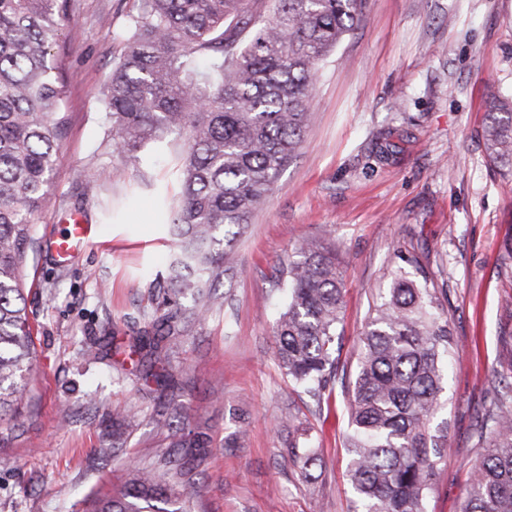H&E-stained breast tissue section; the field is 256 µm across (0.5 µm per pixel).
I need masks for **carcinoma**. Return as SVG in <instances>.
<instances>
[{
	"label": "carcinoma",
	"mask_w": 512,
	"mask_h": 512,
	"mask_svg": "<svg viewBox=\"0 0 512 512\" xmlns=\"http://www.w3.org/2000/svg\"><path fill=\"white\" fill-rule=\"evenodd\" d=\"M103 88L112 140L131 161L148 141L185 137L174 172L178 199L164 225L174 248L160 274L164 313L148 318L134 349L150 366L170 363L172 345L224 306L216 285L236 236L273 191L308 126L320 63L362 18L364 0H138ZM71 0H0V414L19 413L35 338L25 267L38 248L37 220L59 178L66 81L59 57ZM487 158L512 180V100L487 104ZM369 307L361 337L345 445L360 512H425L448 449L447 422L432 424L445 385L443 360L457 350L447 289L413 252ZM286 302L275 355L297 391L321 403L338 369L343 302L336 258L300 240L280 263ZM181 407L157 413L175 448H206L202 431L173 425ZM480 453L463 512H512V393L479 433ZM305 478L319 462L309 431L292 445ZM182 476L176 465L136 470L99 493L89 512H165Z\"/></svg>",
	"instance_id": "obj_1"
}]
</instances>
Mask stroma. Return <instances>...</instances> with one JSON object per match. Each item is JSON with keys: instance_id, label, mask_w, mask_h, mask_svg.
I'll list each match as a JSON object with an SVG mask.
<instances>
[{"instance_id": "stroma-1", "label": "stroma", "mask_w": 512, "mask_h": 512, "mask_svg": "<svg viewBox=\"0 0 512 512\" xmlns=\"http://www.w3.org/2000/svg\"><path fill=\"white\" fill-rule=\"evenodd\" d=\"M136 8L71 2L69 123L37 223L42 247L27 267L36 351L19 421L0 422V457L11 460L0 466V512H83L104 480L176 457L189 471L174 486L188 512H356L349 389L335 387L318 409L273 355L277 268L301 238L320 240L343 271L336 354L350 367L397 251L429 253L459 354L437 414L448 455L426 510L461 512L482 416L512 385V183L482 139L489 98H512V0H365L359 26L320 65L298 150L235 243L218 288L223 310L173 347L166 370L176 386L165 391L130 348L158 302L149 281L170 248L157 191L179 193L171 166L182 141L164 137L127 160L100 94ZM76 219L94 238L58 266L47 244ZM169 399L183 408L178 426L204 428V454L179 456L157 427L154 411ZM126 412L137 420L116 449L112 423ZM305 427L320 458L311 483L291 458Z\"/></svg>"}]
</instances>
